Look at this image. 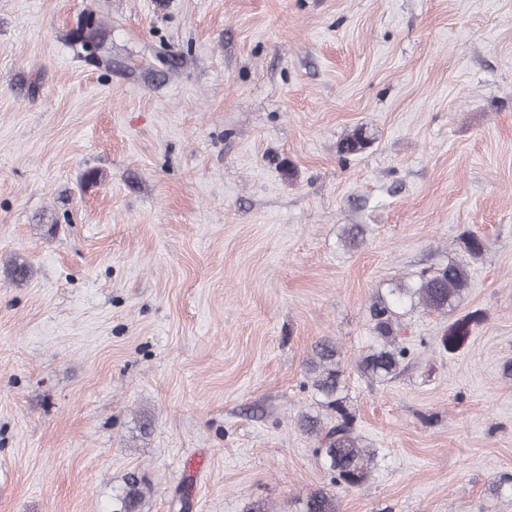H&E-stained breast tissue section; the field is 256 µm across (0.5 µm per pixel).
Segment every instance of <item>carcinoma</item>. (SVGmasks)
<instances>
[{
  "instance_id": "obj_1",
  "label": "carcinoma",
  "mask_w": 512,
  "mask_h": 512,
  "mask_svg": "<svg viewBox=\"0 0 512 512\" xmlns=\"http://www.w3.org/2000/svg\"><path fill=\"white\" fill-rule=\"evenodd\" d=\"M107 29L93 13L80 18L72 30V42L87 61L98 60ZM369 137L356 130L339 146L342 154H353L364 149ZM465 256L448 259V265L430 274L423 273L414 281L397 282L379 295L370 308L373 342L367 353L357 362V370L373 382L395 378L410 349L399 343L394 326L400 311L421 308L425 311L447 313L451 311L470 284V261L482 255L485 244L474 232L461 239ZM480 321L477 314L458 317L448 324L440 346L448 353L462 349L468 343L474 326ZM344 357L330 339L316 343L306 362L311 390L320 408L336 413V422H323L319 415L305 413L299 419L300 428L317 441L315 453L331 474V483L353 487L367 481L375 450L362 442L354 432L355 415L346 405L343 382ZM303 512H339L336 493L320 488L311 493Z\"/></svg>"
}]
</instances>
